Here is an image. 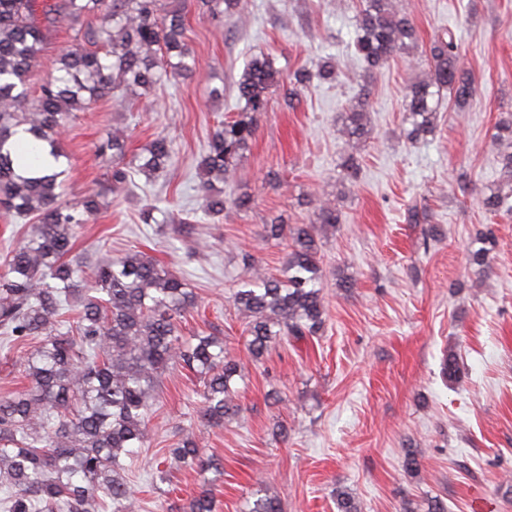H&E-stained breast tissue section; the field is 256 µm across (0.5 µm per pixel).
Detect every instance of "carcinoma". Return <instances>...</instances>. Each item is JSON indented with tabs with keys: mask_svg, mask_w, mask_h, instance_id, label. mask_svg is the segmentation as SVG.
<instances>
[{
	"mask_svg": "<svg viewBox=\"0 0 512 512\" xmlns=\"http://www.w3.org/2000/svg\"><path fill=\"white\" fill-rule=\"evenodd\" d=\"M241 0H197L212 17L243 22ZM35 0H0V211L35 220L22 245L10 251L0 277V329L25 343L39 340L22 361L26 389L0 398V493L5 512H139L127 482L124 459L143 446L156 384L170 367L185 368L202 383V425L224 426L240 410V359L212 333L188 340L181 318L197 297L185 280L139 252L100 262L86 271L67 255L74 230L96 216L101 194L63 200L68 169L23 177L16 172L12 137L30 136L26 159L39 160L41 145L55 159L64 156L59 138L66 123L100 100L125 105L127 90L146 98L166 80L191 72L185 7L171 0H57L34 18ZM355 53L370 72L383 68L417 41L413 20L395 0H356ZM69 17L71 48L53 61L41 94L29 99L27 85L45 39L44 30ZM93 18L89 26L82 21ZM453 35L429 49L428 72L412 82L403 104L402 134L411 141L434 133L443 93L460 109L474 95L472 77L457 64ZM336 64L325 62L314 75L336 80ZM304 69L288 75V97L312 77ZM281 73L272 56L259 53L235 82L241 107L224 120L201 159L199 190L207 216L224 214L227 204L252 207L248 196L232 200L215 182L233 177L255 136L258 116L267 111ZM366 93L341 113L339 134L355 146L369 133ZM491 144L501 165V184L481 198L493 215L512 216V116L494 125ZM109 157L107 190L125 191L132 177L163 171L172 141L159 135L126 160V138L113 134L98 146ZM341 213L328 198L317 199L310 222L264 226L265 241L286 242L284 269L273 274L255 262L243 265L231 296L246 320V349L259 360L280 341L315 337L325 323L316 225L334 227ZM442 373H464L455 351L442 359ZM173 459L200 472L215 466L194 436L178 439ZM248 512H282L280 499L266 494Z\"/></svg>",
	"mask_w": 512,
	"mask_h": 512,
	"instance_id": "carcinoma-1",
	"label": "carcinoma"
}]
</instances>
